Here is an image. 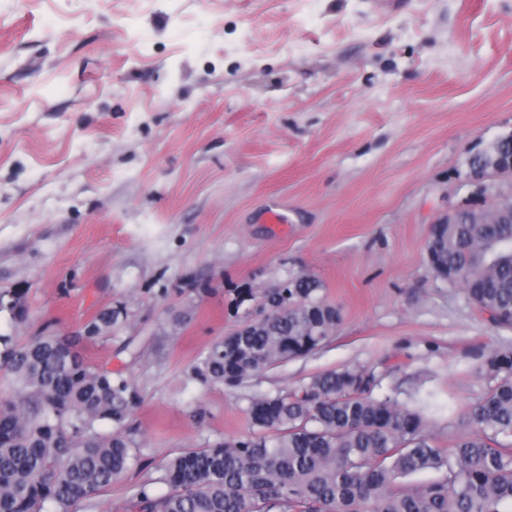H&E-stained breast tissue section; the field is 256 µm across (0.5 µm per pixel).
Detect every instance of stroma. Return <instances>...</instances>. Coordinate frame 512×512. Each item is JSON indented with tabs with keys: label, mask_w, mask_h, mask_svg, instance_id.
<instances>
[{
	"label": "stroma",
	"mask_w": 512,
	"mask_h": 512,
	"mask_svg": "<svg viewBox=\"0 0 512 512\" xmlns=\"http://www.w3.org/2000/svg\"><path fill=\"white\" fill-rule=\"evenodd\" d=\"M508 132L512 0H0V290L28 306L0 332L127 312L82 349L140 396V462L94 512L165 493L168 458L248 434L253 399L345 367L373 371L376 397L430 403L451 447L512 327L437 277L427 242L479 204L468 155ZM302 275L341 313L321 348L235 386L190 378Z\"/></svg>",
	"instance_id": "35a3bbf8"
}]
</instances>
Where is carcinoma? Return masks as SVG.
<instances>
[{"instance_id": "cac0c4a2", "label": "carcinoma", "mask_w": 512, "mask_h": 512, "mask_svg": "<svg viewBox=\"0 0 512 512\" xmlns=\"http://www.w3.org/2000/svg\"><path fill=\"white\" fill-rule=\"evenodd\" d=\"M443 263L467 297L498 326H512V223L481 224L476 214L448 225ZM313 277L263 291L271 316L225 336L192 368L202 383L230 385L306 356L335 329L338 309L317 295ZM27 315L25 297L0 292V313ZM123 308L105 306L79 335L84 344L116 334ZM0 512L95 507V498L137 462L126 425L139 396L108 365H92L68 339L0 334ZM489 386L468 406L470 432L450 448L434 444L418 410L378 399L375 374L322 373L287 393L251 404L252 431L170 458L159 482L142 486L132 512H504L512 505V349L483 363ZM101 422L112 432L97 430ZM432 471L435 477H412Z\"/></svg>"}]
</instances>
